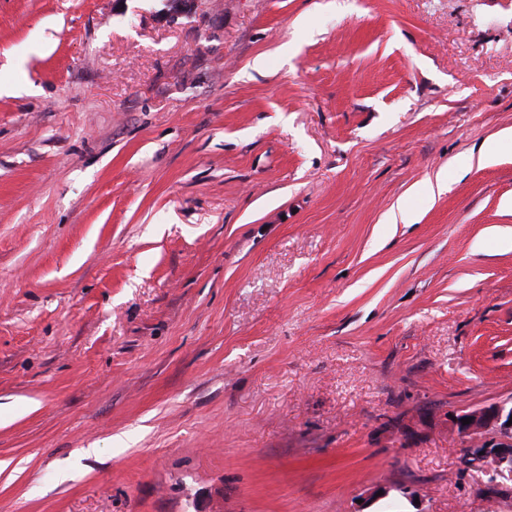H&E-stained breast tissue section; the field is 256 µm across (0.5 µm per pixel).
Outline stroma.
Instances as JSON below:
<instances>
[{"label":"stroma","instance_id":"stroma-1","mask_svg":"<svg viewBox=\"0 0 512 512\" xmlns=\"http://www.w3.org/2000/svg\"><path fill=\"white\" fill-rule=\"evenodd\" d=\"M0 84V512H512V0H0ZM471 417L470 424L461 419ZM512 400L491 402L456 413L451 422L460 439L459 463L463 470L480 473L502 487L512 485ZM484 451V455L480 452ZM510 484V486H508Z\"/></svg>","mask_w":512,"mask_h":512}]
</instances>
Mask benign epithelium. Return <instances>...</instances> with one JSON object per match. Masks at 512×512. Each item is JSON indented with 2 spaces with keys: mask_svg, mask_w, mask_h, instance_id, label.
<instances>
[{
  "mask_svg": "<svg viewBox=\"0 0 512 512\" xmlns=\"http://www.w3.org/2000/svg\"><path fill=\"white\" fill-rule=\"evenodd\" d=\"M471 418L464 424L463 418ZM512 400L491 402L457 413L451 422L460 439V467L503 487L512 485Z\"/></svg>",
  "mask_w": 512,
  "mask_h": 512,
  "instance_id": "1",
  "label": "benign epithelium"
}]
</instances>
